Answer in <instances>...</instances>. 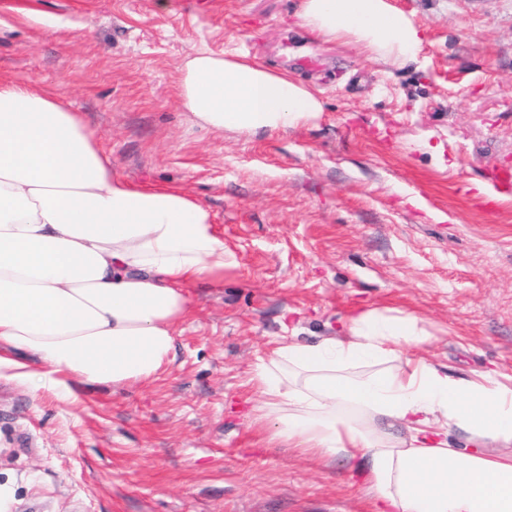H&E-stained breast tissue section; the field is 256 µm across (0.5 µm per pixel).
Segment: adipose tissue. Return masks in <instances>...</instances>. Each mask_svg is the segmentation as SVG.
<instances>
[{"mask_svg":"<svg viewBox=\"0 0 512 512\" xmlns=\"http://www.w3.org/2000/svg\"><path fill=\"white\" fill-rule=\"evenodd\" d=\"M324 40L350 37L403 63L418 31L389 0H303ZM180 99L204 127L270 134L322 112L305 86L245 57H186ZM224 241L175 185L112 168L78 113L45 89L0 80V378L80 401L84 384L136 383L171 361L188 287L224 279ZM409 314L368 311L347 334L282 342L251 381L254 419L301 452L358 460L389 512H512V375L455 379L402 345Z\"/></svg>","mask_w":512,"mask_h":512,"instance_id":"1","label":"adipose tissue"}]
</instances>
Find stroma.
I'll list each match as a JSON object with an SVG mask.
<instances>
[{"label":"stroma","instance_id":"35a3bbf8","mask_svg":"<svg viewBox=\"0 0 512 512\" xmlns=\"http://www.w3.org/2000/svg\"><path fill=\"white\" fill-rule=\"evenodd\" d=\"M421 40L404 65L303 27L301 0H0V78L51 90L135 184L212 213L233 266L188 290L155 379L68 405L0 378L6 512H378L352 462L257 425L250 382L281 341L369 310L416 317L457 378L512 375V0H390ZM207 49L288 73L317 118L247 136L197 124L180 67ZM512 193V169L508 166L493 168L486 179L485 194L490 198L486 202L485 219L492 222L497 214V201L501 196Z\"/></svg>","mask_w":512,"mask_h":512}]
</instances>
